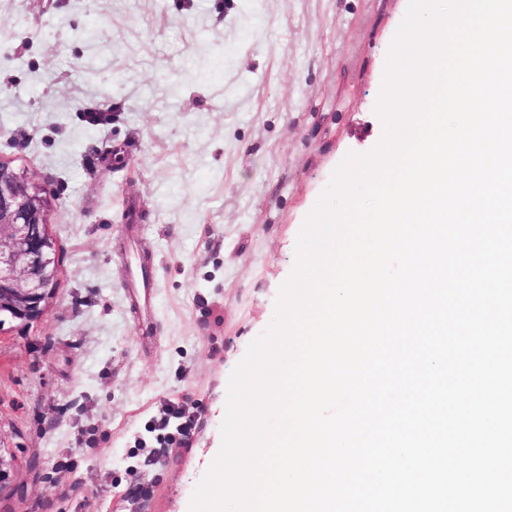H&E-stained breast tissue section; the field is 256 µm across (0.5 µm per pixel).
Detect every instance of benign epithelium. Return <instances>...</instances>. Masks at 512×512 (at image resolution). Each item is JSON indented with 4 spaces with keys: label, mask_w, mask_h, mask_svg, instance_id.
<instances>
[{
    "label": "benign epithelium",
    "mask_w": 512,
    "mask_h": 512,
    "mask_svg": "<svg viewBox=\"0 0 512 512\" xmlns=\"http://www.w3.org/2000/svg\"><path fill=\"white\" fill-rule=\"evenodd\" d=\"M46 192L0 159V312L24 323L41 318L54 290V241Z\"/></svg>",
    "instance_id": "obj_1"
}]
</instances>
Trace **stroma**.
<instances>
[{
    "label": "stroma",
    "instance_id": "1",
    "mask_svg": "<svg viewBox=\"0 0 512 512\" xmlns=\"http://www.w3.org/2000/svg\"><path fill=\"white\" fill-rule=\"evenodd\" d=\"M407 6L0 0V159L58 258L42 318L0 329V512H189L306 217L382 138ZM169 401L189 436L154 430Z\"/></svg>",
    "mask_w": 512,
    "mask_h": 512
}]
</instances>
